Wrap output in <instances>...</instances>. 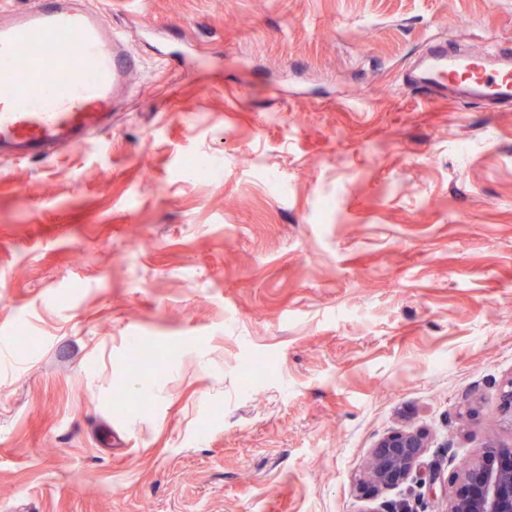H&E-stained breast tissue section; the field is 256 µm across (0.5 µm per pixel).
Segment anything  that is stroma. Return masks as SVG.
<instances>
[{"instance_id": "obj_1", "label": "stroma", "mask_w": 512, "mask_h": 512, "mask_svg": "<svg viewBox=\"0 0 512 512\" xmlns=\"http://www.w3.org/2000/svg\"><path fill=\"white\" fill-rule=\"evenodd\" d=\"M85 3L137 65L109 129L0 160V512H446L512 444V111L409 73L512 50V0ZM425 448V436L420 431L392 433L374 448L359 484L379 490L407 480L417 468Z\"/></svg>"}]
</instances>
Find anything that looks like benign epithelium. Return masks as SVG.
<instances>
[{
  "label": "benign epithelium",
  "mask_w": 512,
  "mask_h": 512,
  "mask_svg": "<svg viewBox=\"0 0 512 512\" xmlns=\"http://www.w3.org/2000/svg\"><path fill=\"white\" fill-rule=\"evenodd\" d=\"M426 448L420 431H398L374 448L360 484L375 490L408 479ZM498 445L482 448L462 474V481L448 499V512H512V459H499Z\"/></svg>",
  "instance_id": "1"
}]
</instances>
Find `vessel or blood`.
Segmentation results:
<instances>
[{
  "mask_svg": "<svg viewBox=\"0 0 512 512\" xmlns=\"http://www.w3.org/2000/svg\"><path fill=\"white\" fill-rule=\"evenodd\" d=\"M135 66L122 34L74 0H34L0 14V157L47 158L110 126L114 96ZM418 81L507 111L512 52L484 59L438 48Z\"/></svg>",
  "mask_w": 512,
  "mask_h": 512,
  "instance_id": "1",
  "label": "vessel or blood"
}]
</instances>
